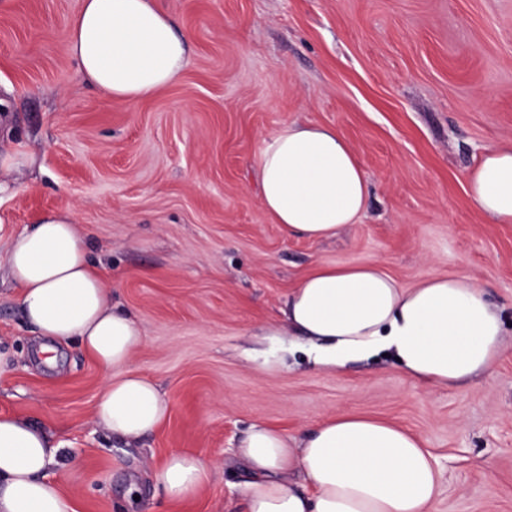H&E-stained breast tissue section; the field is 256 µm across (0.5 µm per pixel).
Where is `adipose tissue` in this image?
Returning <instances> with one entry per match:
<instances>
[{
    "mask_svg": "<svg viewBox=\"0 0 512 512\" xmlns=\"http://www.w3.org/2000/svg\"><path fill=\"white\" fill-rule=\"evenodd\" d=\"M68 47L85 82L127 102L174 83L189 56L158 0H81ZM256 166L261 207L286 235L330 239L367 210L368 178L334 128L283 124L263 138ZM462 188L493 223L512 224V144L486 149ZM6 266L40 352L70 341L104 370L96 423L131 443L160 428L166 398L129 368L143 332L131 314L113 309L72 212L45 215L12 238ZM284 322L287 335L307 337L322 368L384 353L433 389L490 370L512 347L500 311L469 275L427 274L404 288L378 259L315 265L290 296ZM61 450L32 420L0 415V512H75L49 476ZM237 455L254 476L244 512H435L440 472L432 454L381 418L339 413L300 441L255 425ZM210 471L198 456L173 453L154 479L179 501L197 494Z\"/></svg>",
    "mask_w": 512,
    "mask_h": 512,
    "instance_id": "ef3b65f1",
    "label": "adipose tissue"
}]
</instances>
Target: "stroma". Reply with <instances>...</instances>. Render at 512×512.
Returning a JSON list of instances; mask_svg holds the SVG:
<instances>
[{"label": "stroma", "mask_w": 512, "mask_h": 512, "mask_svg": "<svg viewBox=\"0 0 512 512\" xmlns=\"http://www.w3.org/2000/svg\"><path fill=\"white\" fill-rule=\"evenodd\" d=\"M187 36L181 79L141 102L81 81L67 34L80 0H0V146L33 153L0 195L12 236L71 208L113 307L145 337L130 366L170 403L129 444L97 426L105 374L77 345L37 356L0 261V415L62 444L51 476L76 512H243L235 457L262 424L291 437L327 416L384 418L441 466L436 512H512V353L432 390L385 356L317 369L280 333L290 292L317 263L383 260L400 285L463 272L486 285L512 340V224L462 190L476 157L512 142V0H159ZM335 127L369 178L361 223L331 240L285 235L263 213L255 164L280 125ZM180 451L208 461L204 488L167 499L153 471ZM137 485L140 499L129 504Z\"/></svg>", "instance_id": "35a3bbf8"}]
</instances>
